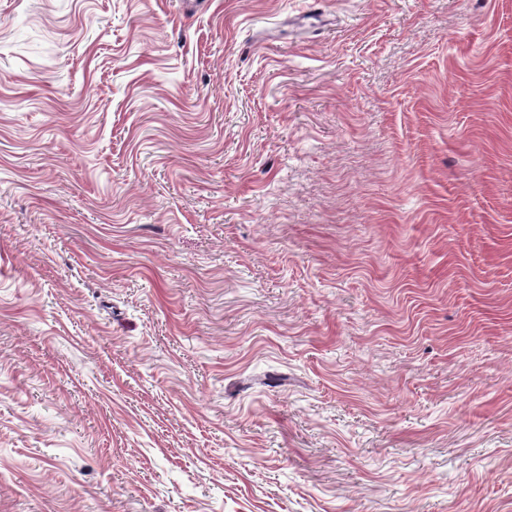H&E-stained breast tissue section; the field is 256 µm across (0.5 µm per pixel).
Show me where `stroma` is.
Listing matches in <instances>:
<instances>
[{"label":"stroma","instance_id":"stroma-1","mask_svg":"<svg viewBox=\"0 0 512 512\" xmlns=\"http://www.w3.org/2000/svg\"><path fill=\"white\" fill-rule=\"evenodd\" d=\"M0 512H512V0H0Z\"/></svg>","mask_w":512,"mask_h":512}]
</instances>
